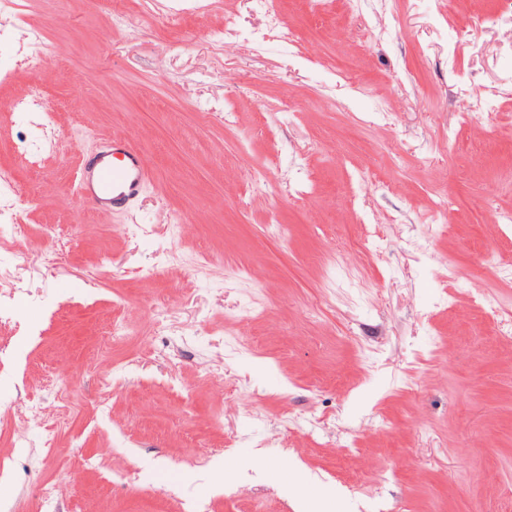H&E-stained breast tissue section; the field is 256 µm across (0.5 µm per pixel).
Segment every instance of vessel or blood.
<instances>
[{"instance_id":"vessel-or-blood-1","label":"vessel or blood","mask_w":512,"mask_h":512,"mask_svg":"<svg viewBox=\"0 0 512 512\" xmlns=\"http://www.w3.org/2000/svg\"><path fill=\"white\" fill-rule=\"evenodd\" d=\"M149 177L140 150L125 138H108L83 160L77 190L80 199L100 211L118 210L135 199Z\"/></svg>"}]
</instances>
